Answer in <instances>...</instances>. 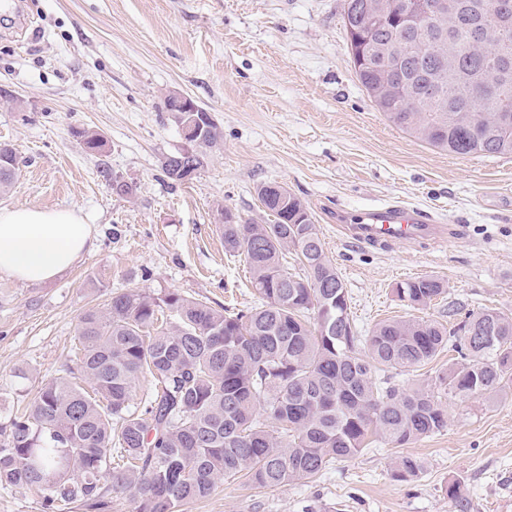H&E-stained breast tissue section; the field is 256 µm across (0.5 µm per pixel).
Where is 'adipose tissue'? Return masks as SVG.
I'll use <instances>...</instances> for the list:
<instances>
[{
    "label": "adipose tissue",
    "mask_w": 512,
    "mask_h": 512,
    "mask_svg": "<svg viewBox=\"0 0 512 512\" xmlns=\"http://www.w3.org/2000/svg\"><path fill=\"white\" fill-rule=\"evenodd\" d=\"M95 246L80 210L0 209V275L43 285L74 268Z\"/></svg>",
    "instance_id": "obj_1"
}]
</instances>
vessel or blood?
Here are the masks:
<instances>
[{"label": "vessel or blood", "instance_id": "obj_1", "mask_svg": "<svg viewBox=\"0 0 512 512\" xmlns=\"http://www.w3.org/2000/svg\"><path fill=\"white\" fill-rule=\"evenodd\" d=\"M337 222L347 238L359 244L384 246L410 241H433L443 237L446 225L431 223L422 211L397 202L366 208L357 212L337 213Z\"/></svg>", "mask_w": 512, "mask_h": 512}]
</instances>
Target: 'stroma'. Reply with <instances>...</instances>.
Returning a JSON list of instances; mask_svg holds the SVG:
<instances>
[{
  "instance_id": "obj_1",
  "label": "stroma",
  "mask_w": 512,
  "mask_h": 512,
  "mask_svg": "<svg viewBox=\"0 0 512 512\" xmlns=\"http://www.w3.org/2000/svg\"><path fill=\"white\" fill-rule=\"evenodd\" d=\"M343 0H9L0 10V142L18 169L0 208L75 207L94 250L44 285L0 278V425L42 380L68 376L80 316L130 289L176 291L213 304L257 305L246 264L224 252L219 211L262 224L256 194L277 182L309 206L350 296L358 333L392 317L457 324L486 308L512 313V157L439 151L378 112L359 83ZM213 115L220 145L191 181L169 185L166 155L184 139L163 109L168 90ZM105 146L88 151L81 132ZM137 186L117 197L99 174ZM389 201L446 217L439 243L386 248L343 236L338 211ZM430 275L446 297L406 307L397 284ZM448 425L403 447L384 438L324 477L279 488L219 481L184 512H512V380L496 394L451 397ZM404 454L424 463L394 475ZM460 498V499H461ZM424 465L412 455H401L395 462V476L402 481H412L422 473Z\"/></svg>"
}]
</instances>
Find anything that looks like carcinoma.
<instances>
[{"label": "carcinoma", "mask_w": 512, "mask_h": 512, "mask_svg": "<svg viewBox=\"0 0 512 512\" xmlns=\"http://www.w3.org/2000/svg\"><path fill=\"white\" fill-rule=\"evenodd\" d=\"M407 0H386V24L365 27L372 0H351L342 24L357 78L378 111L405 133L457 155L512 156V129L495 131L497 111L512 106V73L486 80L497 57L512 59V24L491 17L500 0H444L439 32L456 54L439 56L417 42ZM398 42L386 59L372 51ZM440 76L432 86L426 75ZM428 101L425 109L415 99ZM223 133H204L201 156ZM13 147L0 143V190L14 177ZM256 193L274 216L246 224L220 212L224 251L244 257L260 304L246 311L169 291L112 295L104 310L79 319L80 381L51 378L28 409L0 426V488L41 494L49 512L73 506L112 512L126 497L134 512H179L204 499L217 481L261 488L316 478L356 456L378 434L399 445L447 427V395L476 397L512 378V316L495 309L467 314L454 326L391 319L355 333L348 290L328 259L307 204L279 183ZM411 307L447 293L434 276L394 289ZM488 337L468 336L473 324ZM452 363L430 381L400 388L388 372L433 361L445 348ZM152 395L131 407L136 381ZM423 463L395 462L411 481Z\"/></svg>", "instance_id": "cac0c4a2"}]
</instances>
